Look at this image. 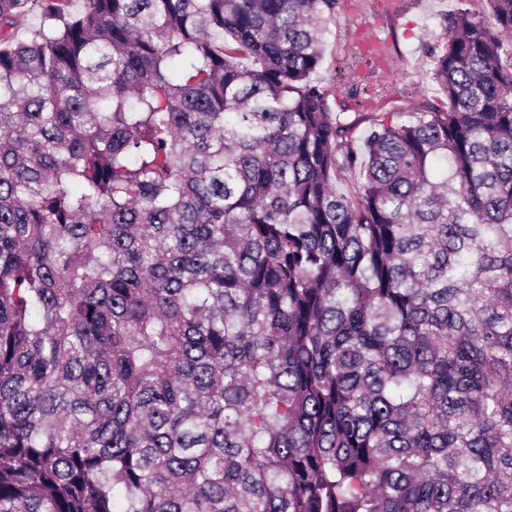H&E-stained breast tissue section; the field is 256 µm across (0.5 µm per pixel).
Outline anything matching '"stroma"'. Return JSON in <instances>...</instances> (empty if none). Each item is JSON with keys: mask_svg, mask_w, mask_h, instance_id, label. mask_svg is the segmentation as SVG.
Masks as SVG:
<instances>
[{"mask_svg": "<svg viewBox=\"0 0 512 512\" xmlns=\"http://www.w3.org/2000/svg\"><path fill=\"white\" fill-rule=\"evenodd\" d=\"M484 12L485 0H338L321 67L332 111L362 138L373 118L439 108L424 77L457 9Z\"/></svg>", "mask_w": 512, "mask_h": 512, "instance_id": "1", "label": "stroma"}]
</instances>
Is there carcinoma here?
I'll return each instance as SVG.
<instances>
[{
  "label": "carcinoma",
  "mask_w": 512,
  "mask_h": 512,
  "mask_svg": "<svg viewBox=\"0 0 512 512\" xmlns=\"http://www.w3.org/2000/svg\"><path fill=\"white\" fill-rule=\"evenodd\" d=\"M486 2L359 149L337 0H0V512H512Z\"/></svg>",
  "instance_id": "cac0c4a2"
}]
</instances>
